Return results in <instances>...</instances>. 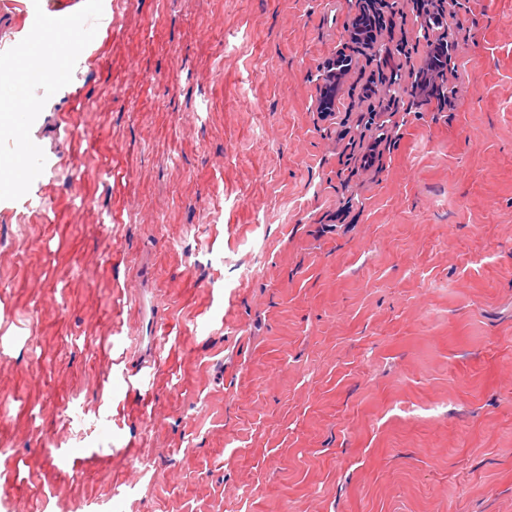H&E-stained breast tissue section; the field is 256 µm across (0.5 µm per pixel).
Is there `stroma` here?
<instances>
[{"mask_svg":"<svg viewBox=\"0 0 512 512\" xmlns=\"http://www.w3.org/2000/svg\"><path fill=\"white\" fill-rule=\"evenodd\" d=\"M87 1L0 130V512H512V0H449L451 112L409 0L331 112L353 0ZM439 53L433 48L431 49L426 58V65L422 68V73L425 74V82L420 84L421 94L424 96V101L431 103L434 99L436 101V108L439 112L448 110L449 112L455 109V103L448 97L443 99V91L441 89V78L444 75L446 79L447 73H450L454 78H457V66L453 62L450 65L451 58L448 61V65L444 66L443 72L440 71ZM429 75V76H428ZM442 83V82H441Z\"/></svg>","mask_w":512,"mask_h":512,"instance_id":"stroma-1","label":"stroma"}]
</instances>
